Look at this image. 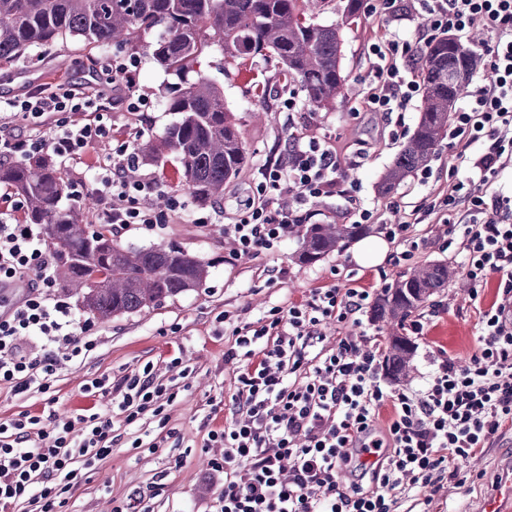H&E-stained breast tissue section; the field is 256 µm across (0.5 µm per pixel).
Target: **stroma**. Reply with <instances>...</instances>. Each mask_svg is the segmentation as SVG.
<instances>
[{
	"label": "stroma",
	"mask_w": 512,
	"mask_h": 512,
	"mask_svg": "<svg viewBox=\"0 0 512 512\" xmlns=\"http://www.w3.org/2000/svg\"><path fill=\"white\" fill-rule=\"evenodd\" d=\"M356 23L342 31L341 67L345 77L346 97L331 109L311 105L299 85H285L273 63L261 60L238 64L224 62L212 54L204 62L208 74L224 86V106L234 112L246 142L249 161L224 185V199L218 205H201L192 200L182 182V167L170 154L145 171L161 177L164 194L156 211L168 208L169 198L184 201L185 208L177 223L150 230L140 225L115 234L124 246L148 248L174 245L196 256L208 270L204 285L166 299L155 309L113 317L101 322L87 313L76 295L57 288V295L69 302L78 325L91 329L97 347L79 362H61L50 379L47 394L13 395L0 387V422L22 413L40 414L46 397L57 400L59 414L71 415L91 407L96 399L86 387L92 379L109 377L119 383L131 372L153 363L158 376L168 380L178 376L169 363L181 358L191 373L183 379L184 387L167 407L173 436L157 452L132 448V441L142 436L144 427H156L155 418L146 425H126L120 411H111L113 430L119 440L112 456L88 479L69 494L58 512H114L136 495L142 512H211L224 489V476L212 470L210 461L220 449L204 447L203 424L223 427L226 404L233 391L236 362L226 360L224 352L234 338L235 326L254 322L276 306L299 303L317 288H365L378 297L400 274L412 266L428 263L447 264L452 276L446 288L431 296L420 308L425 317L422 334L412 335L409 326L399 333L411 336L415 352L411 372L404 384L418 388L433 360L446 359L456 365L466 364L478 346L479 307L489 306L497 298L498 278L472 288L451 252L439 250L436 239L446 224L436 221L426 210L449 183L465 177L466 165L456 164L448 145H441L429 163L426 174H414L392 194L383 196L378 182L396 154L415 129L421 111V95H414L403 121L370 109L367 94L375 80L378 59L371 46L399 34L409 47L408 57H397L407 79L419 80L411 57L417 56L421 21L410 14L386 8L383 0H368ZM125 50L107 46L92 48L77 37L57 40L54 44L31 49L27 60L15 67L0 69V96L12 97L46 85L65 83L82 86L98 74V91L111 94L107 65L125 57ZM136 91L147 100L140 112L121 113V122L141 129L145 139L162 137L176 116L169 112L167 100L176 76L166 72L150 55L139 57ZM295 98L294 109L284 105ZM312 136L332 144L339 153L362 155L363 161L352 176L367 208L379 213L381 224L372 225L370 233L381 236L382 223L401 224L406 217L417 218L415 232L428 238L412 261H397V245H390L385 261L377 266L360 265L349 246L304 264L299 260L301 237L293 235L257 256H237L226 245L223 227L233 219L240 201L256 194L258 169L276 155L287 134ZM210 216L207 226H199L197 217ZM481 299H470L471 291ZM512 462V424H506L488 448L470 459V478L461 488L439 493L429 512H474L478 503L501 480L503 466Z\"/></svg>",
	"instance_id": "obj_1"
}]
</instances>
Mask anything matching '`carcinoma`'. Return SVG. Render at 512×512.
Listing matches in <instances>:
<instances>
[{
  "label": "carcinoma",
  "mask_w": 512,
  "mask_h": 512,
  "mask_svg": "<svg viewBox=\"0 0 512 512\" xmlns=\"http://www.w3.org/2000/svg\"><path fill=\"white\" fill-rule=\"evenodd\" d=\"M322 0H0V68L24 59L32 46L69 34L92 47L117 45L144 50L180 79L169 97V111L180 119L157 142L140 148L147 163L168 153L182 165L189 194L199 204L224 198V184L249 159L233 113L224 107V86L201 69L217 52L226 60L276 61L286 81H297L307 100L329 109L343 97V27L354 22L362 0H346L340 21L312 22L309 12ZM154 31V42L141 34ZM476 49L456 51L448 38L436 37L419 52L423 84L418 124L378 183L389 195L406 178L427 166L448 135V125L466 84L482 67ZM194 78H186L188 73ZM9 184L25 203V219L39 224L56 256V277L75 292L96 318L140 312L167 298L199 288L205 265L175 246L124 247L103 230H91L83 209L59 207L66 184L48 158L33 156L0 165V182ZM368 231L365 224H311L302 234L300 260L309 263L336 250L346 239ZM91 288L84 283L92 275ZM450 271L442 263L425 264L399 276L383 289L373 307L376 321L403 322L422 299L448 285ZM414 344L395 336L385 366L400 380L410 366Z\"/></svg>",
  "instance_id": "cac0c4a2"
}]
</instances>
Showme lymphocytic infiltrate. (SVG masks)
<instances>
[{"instance_id": "lymphocytic-infiltrate-1", "label": "lymphocytic infiltrate", "mask_w": 512, "mask_h": 512, "mask_svg": "<svg viewBox=\"0 0 512 512\" xmlns=\"http://www.w3.org/2000/svg\"><path fill=\"white\" fill-rule=\"evenodd\" d=\"M411 6L432 29L463 34L481 26L492 34L485 50L495 78L467 85L449 132L456 159L489 184L512 170V0H411ZM138 64L134 56L113 61L108 106L101 92L62 83L1 100L24 126L0 135V163L50 153L92 173L97 223L115 231L167 223L182 204L170 200L165 214L141 207V198L160 192L162 183L141 173L135 133L121 131L111 155L89 156L94 143L119 131L105 122L106 109L141 110ZM416 90L388 63L378 68L367 102L378 112L402 113ZM283 144L258 170L257 197L224 227L237 253L256 256L294 235L310 217L307 205L339 194V171L357 164L313 137L290 134ZM288 194L294 206L276 205V197ZM463 200L465 223L448 227L454 254L471 283L497 275L499 295L479 312V346L468 363L440 362L417 389L383 388L376 351L344 334L325 345L326 323L343 330L359 325L370 297L363 288H317L303 302L272 308L261 325L235 327L224 353L239 363L229 415L223 428L207 434L208 445L224 450L211 463L224 476L215 512H399L405 502L431 503L445 485H465L466 462L512 422V196L489 200L459 181L430 211L451 213ZM23 208L13 191L0 193V386L21 396L47 393L58 357L79 361L96 346L55 295L43 229L20 220ZM23 336L38 338L39 349L20 344ZM91 387L115 399L127 424L149 412L166 426L174 394L153 364L119 386L103 378ZM386 408L392 414L385 420ZM115 442L110 419L99 412L52 410L1 422L0 512H54L56 500L110 457ZM372 449L377 457L369 463L364 454Z\"/></svg>"}]
</instances>
